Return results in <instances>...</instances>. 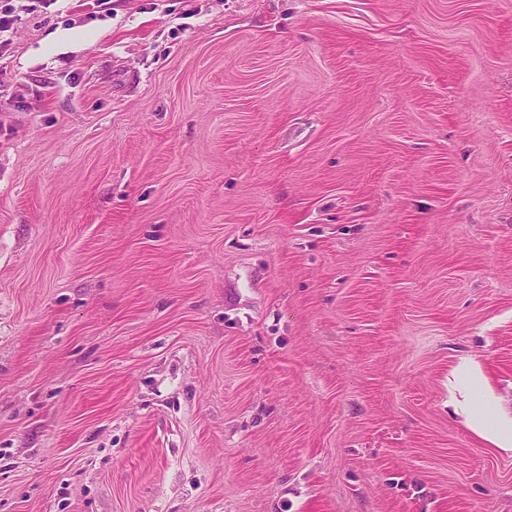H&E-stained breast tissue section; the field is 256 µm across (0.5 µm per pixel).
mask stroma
<instances>
[{"instance_id":"stroma-1","label":"stroma","mask_w":512,"mask_h":512,"mask_svg":"<svg viewBox=\"0 0 512 512\" xmlns=\"http://www.w3.org/2000/svg\"><path fill=\"white\" fill-rule=\"evenodd\" d=\"M11 6L0 512H512V0ZM467 418V423L489 439L499 448L512 450V419H497L495 422L487 423L482 414L474 411H463Z\"/></svg>"}]
</instances>
